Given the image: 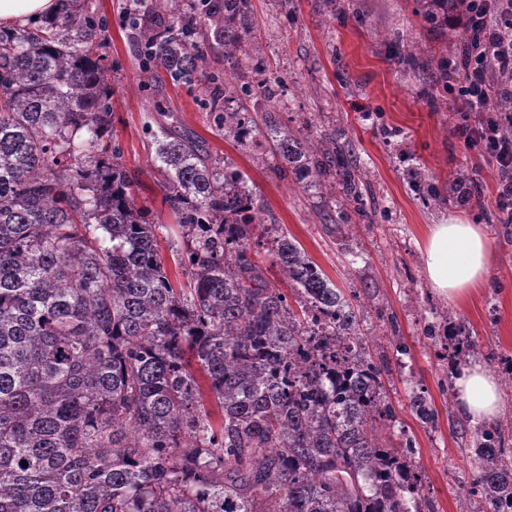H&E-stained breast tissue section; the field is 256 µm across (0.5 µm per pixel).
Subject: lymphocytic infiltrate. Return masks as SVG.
<instances>
[{"instance_id": "lymphocytic-infiltrate-1", "label": "lymphocytic infiltrate", "mask_w": 512, "mask_h": 512, "mask_svg": "<svg viewBox=\"0 0 512 512\" xmlns=\"http://www.w3.org/2000/svg\"><path fill=\"white\" fill-rule=\"evenodd\" d=\"M468 36L451 71H463L457 85L462 109L480 113L477 123L464 127L468 146L490 155L502 173L512 174V138L499 132L495 113L486 110L490 98L512 94V0H466Z\"/></svg>"}]
</instances>
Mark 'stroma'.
Masks as SVG:
<instances>
[{
	"label": "stroma",
	"instance_id": "35a3bbf8",
	"mask_svg": "<svg viewBox=\"0 0 512 512\" xmlns=\"http://www.w3.org/2000/svg\"><path fill=\"white\" fill-rule=\"evenodd\" d=\"M124 2L94 0L111 66L113 138L138 205L156 223L174 221L164 201L167 174L151 136L159 124L176 122L212 154L230 158L247 175L265 224L295 239L344 293L356 294L360 329L383 368V388L398 420L389 434L395 438L404 429L415 438L427 512H489L484 500L464 493L475 427L448 409V366L427 330L451 311L478 344L475 362L494 372L498 357H512V225L501 222L493 159L468 148L458 134L479 118L462 111L450 90L458 75L442 82L435 72L397 62L410 45L421 57L443 50L416 0H341L334 13L321 0H251L266 72L282 80L284 92L280 101L258 96L245 107L260 127H305L348 146L365 189L361 213L347 224L321 223L324 196L282 169L266 136L245 147L225 140L208 109L207 84L145 83L127 39ZM417 170L441 190L472 179L481 199L468 205L424 200L413 186ZM454 220L485 225L493 256L486 285L462 304L434 292L422 252L428 226ZM399 345L404 354L396 353ZM417 390L435 412L433 423H420L411 410Z\"/></svg>",
	"mask_w": 512,
	"mask_h": 512
}]
</instances>
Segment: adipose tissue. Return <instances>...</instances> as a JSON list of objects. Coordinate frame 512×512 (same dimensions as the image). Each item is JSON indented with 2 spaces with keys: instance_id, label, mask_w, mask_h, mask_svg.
I'll return each instance as SVG.
<instances>
[{
  "instance_id": "ef3b65f1",
  "label": "adipose tissue",
  "mask_w": 512,
  "mask_h": 512,
  "mask_svg": "<svg viewBox=\"0 0 512 512\" xmlns=\"http://www.w3.org/2000/svg\"><path fill=\"white\" fill-rule=\"evenodd\" d=\"M423 252L432 288L457 303L466 302L484 284L492 264L489 237L480 224L431 225ZM454 387L457 410L470 423H489L500 415L499 382L481 364L462 368Z\"/></svg>"
}]
</instances>
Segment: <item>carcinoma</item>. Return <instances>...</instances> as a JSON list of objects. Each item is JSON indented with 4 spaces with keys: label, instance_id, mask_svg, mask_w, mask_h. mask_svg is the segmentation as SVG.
Returning a JSON list of instances; mask_svg holds the SVG:
<instances>
[{
    "label": "carcinoma",
    "instance_id": "1",
    "mask_svg": "<svg viewBox=\"0 0 512 512\" xmlns=\"http://www.w3.org/2000/svg\"><path fill=\"white\" fill-rule=\"evenodd\" d=\"M128 0V38L145 81L189 84L205 56L255 61L240 96L273 100L250 0ZM458 49L464 0H416ZM92 0L0 26V512H424L415 440L396 448L382 369L344 292L304 248L263 223L234 163L174 126L154 135L166 202L181 229L169 275L159 230L137 205L112 136L108 56ZM403 61L448 80V58ZM212 98L224 138L260 133L251 114ZM298 181H363L337 139L270 133ZM281 272L293 308L267 269ZM442 360L470 346L447 329ZM197 365L192 370L191 364ZM209 393L217 411L205 407ZM421 423L435 413L413 392ZM512 421L477 428L467 494L512 512ZM200 41L206 43L207 46H210L207 49V55L205 56L203 73H217L220 75L222 74L224 77V48L216 45L214 41H212L209 31L204 27H202Z\"/></svg>",
    "mask_w": 512,
    "mask_h": 512
}]
</instances>
